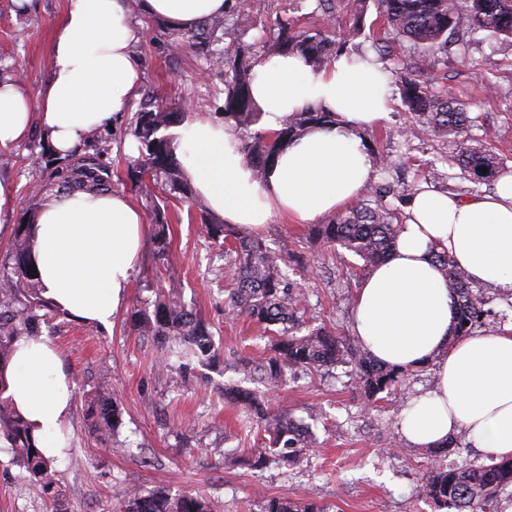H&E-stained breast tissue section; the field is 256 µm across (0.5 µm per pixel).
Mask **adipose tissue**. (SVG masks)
I'll return each instance as SVG.
<instances>
[{"label":"adipose tissue","instance_id":"ef3b65f1","mask_svg":"<svg viewBox=\"0 0 512 512\" xmlns=\"http://www.w3.org/2000/svg\"><path fill=\"white\" fill-rule=\"evenodd\" d=\"M137 9H130V2ZM225 0H68L38 103L19 81L0 80V151L40 129L52 155L66 159L92 133L110 128L137 95L142 62L133 52L141 18L179 29L224 13ZM252 97L268 129L309 107L336 113L337 125L284 146L257 179L237 128L201 117L177 149L186 177L211 213L260 230L273 214L302 223L332 215L377 178L364 130L389 117L391 85L373 57L339 53L312 68L300 54H267L252 67ZM146 231L124 193L85 189L50 194L35 211L32 259L47 299L69 316L110 324L122 306ZM445 252L475 286L512 292V172L493 193L463 198L425 186L411 195L389 258L358 288L353 334L381 363L414 370L431 363V387L412 396L399 420L412 446L465 433L474 447L512 455V330L453 334ZM8 392L34 424L46 456H63L73 383L44 337L24 338L5 373Z\"/></svg>","mask_w":512,"mask_h":512}]
</instances>
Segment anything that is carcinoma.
Returning a JSON list of instances; mask_svg holds the SVG:
<instances>
[{
	"mask_svg": "<svg viewBox=\"0 0 512 512\" xmlns=\"http://www.w3.org/2000/svg\"><path fill=\"white\" fill-rule=\"evenodd\" d=\"M366 0H318L325 14L335 7L346 9L359 25ZM377 13L386 28L402 39L425 50V55L400 71L402 99L411 114V123L401 130L406 137L442 136L455 139L456 151L448 156V166L460 170V178L470 183V190L493 186L500 175L509 171L506 161L478 141L465 137L475 118L447 93L420 80L428 67L431 53L456 44L471 33L486 34L505 54L512 53V0H375ZM279 33L270 45L273 52H297L309 64L320 68L329 63L337 40L336 30L328 25L314 32L294 31L288 23H278ZM175 44L190 47L208 70L228 68L224 81L222 115L241 127L255 124L260 114L250 94L251 67L239 63L235 44L224 42V17H212L182 33ZM182 121V113L160 107L157 99L147 96L139 103L134 135L141 143L140 156L133 167L135 184L148 197L153 186L164 180L175 192L188 193L179 161L176 142L167 130ZM336 114L313 107L288 116L273 138L255 132L249 146L250 160L261 179L275 163L280 147L288 140L313 128L334 125ZM487 172H481V169ZM108 166L99 156H88L67 171L55 170L58 178L71 189L95 187L110 190L105 178ZM389 190L381 188L374 198L354 202L328 224H315L313 236L358 256L366 269L384 262L391 255L403 224V213L386 200ZM200 223L214 241L232 240L229 256L233 263L234 288L228 301V313L243 315L273 334L270 354L258 365L261 379L269 385L283 380L292 368L318 369L351 359L357 381L367 399L372 400L388 388L401 385L407 373L388 368L365 350L336 338L323 326L297 334L303 304L297 285L287 281L278 266V256L259 240L240 233L199 206ZM30 225L21 224L11 242L4 262L0 263V438L14 454V462L28 478L49 496L55 494L53 459L44 455L30 424L24 419L11 396L7 395L5 370L24 337L38 336L41 324L55 316V306L43 296L37 271L31 262ZM448 278L452 293L455 335L467 336L486 324L492 311L485 308L480 295L473 292L465 274L446 253L434 255ZM134 322L161 345V364L177 366L186 375L191 366L210 367L217 358L213 336L195 313L168 295L157 294L152 312H140ZM224 399L247 410L251 421L265 424L271 432V447L253 453L252 463L264 467L271 462L294 465L310 447L306 430L286 410L271 411L255 390L239 386L224 387ZM92 415L101 439L122 424V411L112 393L101 390ZM512 485V457L488 464L448 468L433 463L424 475L422 494L448 512H498V494ZM121 512H212L208 500L191 494H172L166 490H125L120 494ZM263 512H326L315 503L287 498H270Z\"/></svg>",
	"mask_w": 512,
	"mask_h": 512,
	"instance_id": "obj_1",
	"label": "carcinoma"
}]
</instances>
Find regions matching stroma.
<instances>
[{
    "instance_id": "stroma-1",
    "label": "stroma",
    "mask_w": 512,
    "mask_h": 512,
    "mask_svg": "<svg viewBox=\"0 0 512 512\" xmlns=\"http://www.w3.org/2000/svg\"><path fill=\"white\" fill-rule=\"evenodd\" d=\"M66 7L67 0H31L24 9L14 0H0V79L21 81L31 100H38L49 77L54 31ZM279 21L297 30L333 23L345 51L354 55L375 52V41L390 37L372 5L357 25L342 10L326 18L316 0H226L224 39L239 46L250 65L266 54V41ZM175 32L164 20H144L138 43L144 71L139 93L184 112L186 123L200 115L217 117L224 74L206 70L190 48H174ZM423 53L409 40L394 43L392 53L375 52L393 76L392 108L389 120L365 131L363 140L378 166L377 186L399 193L422 184L434 168L439 173L435 188L459 193L463 185L450 178L443 161L451 149L447 140L397 134L409 125L411 115L395 74ZM425 77L476 116L468 138L490 145L512 167V55L503 56L474 35L465 51L435 52ZM138 106L131 101L113 128L97 133L80 149L84 156L103 152L113 190L140 207L148 226L150 236L125 302L107 329L65 315L41 329L75 384L63 430L66 453L53 463L63 497L52 503L0 443V512H52L56 507L61 512H117L119 493L128 488L201 494L215 512H263L271 497L311 501L327 512H441L419 493L431 464L428 449L408 445L396 426L411 396L430 388L429 365L372 402L364 398L348 365L299 371L281 386L265 389L272 409H290L309 427L313 445L294 466L250 467L254 449L268 446L269 434L249 424L244 408L225 404L218 390L228 382L253 387V373L238 369L237 363L244 357L264 360L269 338L245 317L227 313L225 300L233 280L225 247L207 237L199 215L189 214V199L162 185L149 198L130 180L140 146L133 134ZM68 166V161L51 158L38 134L1 152L0 177L10 179L16 192L0 212V222L28 223L40 199L55 189L41 181V171ZM158 206L165 209L171 239L165 259L156 255L151 239ZM259 237L272 251L285 245L304 256L306 269L290 260L280 267L300 289L306 320L353 342V301L366 276L359 258L314 239L310 225L292 224L277 215ZM159 289L171 292L212 331L219 362L203 377L183 379L162 369L153 338L134 327V313L151 310ZM102 387L111 391L122 411L117 446L99 441L90 415L91 400Z\"/></svg>"
}]
</instances>
